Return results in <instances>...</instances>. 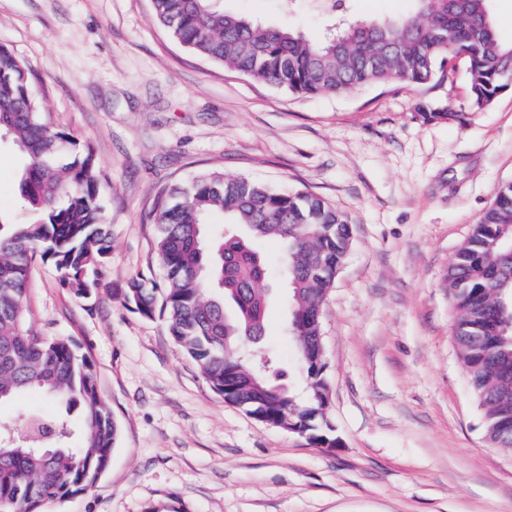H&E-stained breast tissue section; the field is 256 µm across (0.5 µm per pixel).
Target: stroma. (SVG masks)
I'll return each instance as SVG.
<instances>
[{"label":"stroma","instance_id":"1","mask_svg":"<svg viewBox=\"0 0 512 512\" xmlns=\"http://www.w3.org/2000/svg\"><path fill=\"white\" fill-rule=\"evenodd\" d=\"M225 12L324 35L318 0H219ZM353 20L413 0H346ZM24 59L60 129L93 148L111 251L89 298L34 260L27 323L74 339L120 428L109 467L43 512H512V451L489 447L451 335L448 267L498 188L512 182V86L472 109L466 65L430 83L302 97L204 60L152 17L151 0H0V44ZM439 113L428 121L424 112ZM23 154L0 137V219L28 221ZM219 171L304 191L342 212L351 247L323 307V448L226 404L162 320L123 302L162 280L160 191ZM263 346L303 393L283 326L277 242Z\"/></svg>","mask_w":512,"mask_h":512}]
</instances>
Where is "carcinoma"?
Returning <instances> with one entry per match:
<instances>
[{
	"instance_id": "cac0c4a2",
	"label": "carcinoma",
	"mask_w": 512,
	"mask_h": 512,
	"mask_svg": "<svg viewBox=\"0 0 512 512\" xmlns=\"http://www.w3.org/2000/svg\"><path fill=\"white\" fill-rule=\"evenodd\" d=\"M393 21L341 20L322 38L228 14L216 0H152L154 20L196 55L291 93L344 94L370 84L429 83L465 55L470 103L487 108L512 80V43L498 39L489 0H415ZM26 163L17 190L31 223L0 221V402L30 391L65 408L36 416L28 441L0 431V512H41L93 486L106 472L120 429L101 399L96 374L78 343L47 339L27 325L25 285L35 257L51 262L63 285L89 295V274L111 244L93 150L57 129L30 90L26 62L0 45V132ZM225 215L224 234L208 243V217ZM156 251L164 288L146 276L128 282L123 301L143 317H163L168 334L224 401L336 447L313 315L324 304L352 242L343 214L307 192H283L222 172L161 192L155 205ZM280 242L290 294L289 319L311 396L301 402L240 360L246 338L256 349L266 332L267 264L254 243ZM453 339L482 409L489 443L512 448V183L503 185L448 268Z\"/></svg>"
}]
</instances>
